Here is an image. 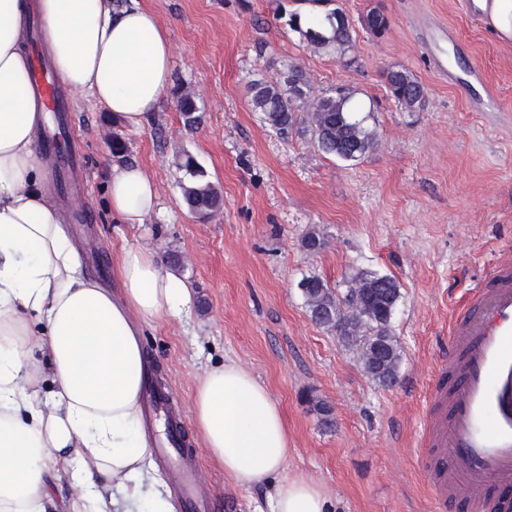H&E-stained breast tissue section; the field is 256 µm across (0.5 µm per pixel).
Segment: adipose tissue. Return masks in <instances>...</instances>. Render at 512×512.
<instances>
[{"mask_svg": "<svg viewBox=\"0 0 512 512\" xmlns=\"http://www.w3.org/2000/svg\"><path fill=\"white\" fill-rule=\"evenodd\" d=\"M38 13L55 70L70 91L141 127L171 77L158 14L128 0H0V512H48L52 465L64 461L70 512H173L161 486L145 490L141 325L189 317L190 288L155 255L126 246L119 292L88 275L48 189L36 133L48 119L28 82V21ZM108 207L142 224L158 204L142 166L112 169ZM45 362L27 359L31 347ZM54 387L41 389L44 372ZM195 428L236 484L280 473L289 452L283 413L253 374L227 361L197 381ZM323 488L288 479L271 512H326Z\"/></svg>", "mask_w": 512, "mask_h": 512, "instance_id": "obj_1", "label": "adipose tissue"}]
</instances>
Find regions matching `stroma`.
I'll return each mask as SVG.
<instances>
[{"label":"stroma","mask_w":512,"mask_h":512,"mask_svg":"<svg viewBox=\"0 0 512 512\" xmlns=\"http://www.w3.org/2000/svg\"><path fill=\"white\" fill-rule=\"evenodd\" d=\"M168 28L171 88L138 129L71 95L64 147L80 155L85 221L70 220L86 267L115 282L125 246L157 254L191 288L190 318L143 328L145 369L194 430L198 377L231 359L279 403L290 449L281 476L317 483L329 512H436L413 448L448 323L467 289L512 246V110L484 112L486 92L512 102V45L465 13V0H335L356 31V62L313 50L286 24L296 0H142ZM388 19L367 30L370 9ZM443 26L434 49L423 31ZM298 66L323 91L341 84L372 100L376 148L350 165L321 153L308 136L278 137L252 111V80L280 79ZM409 69L423 84L421 111L388 97L385 72ZM189 88L204 116L184 127L177 88ZM125 142L114 157L113 138ZM193 155L220 186L224 206L199 220L180 204ZM144 167L158 188L146 223L115 221L105 186L121 161ZM316 231L321 250L301 239ZM360 272L393 277L401 297L391 322L400 363L385 388L355 351L309 317L299 288L316 276L345 289ZM328 403L332 426L313 407ZM210 493L223 512H265L268 488L242 487L200 451Z\"/></svg>","instance_id":"obj_1"}]
</instances>
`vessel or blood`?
<instances>
[{
	"mask_svg": "<svg viewBox=\"0 0 512 512\" xmlns=\"http://www.w3.org/2000/svg\"><path fill=\"white\" fill-rule=\"evenodd\" d=\"M30 71L44 106L63 108L41 54L32 56ZM144 403L149 418L166 420L157 453L184 512H222L196 456L182 446V419L168 395L149 390ZM416 454L438 512L451 500L465 512H512V258L498 261L451 319L448 355L436 368Z\"/></svg>",
	"mask_w": 512,
	"mask_h": 512,
	"instance_id": "vessel-or-blood-1",
	"label": "vessel or blood"
}]
</instances>
